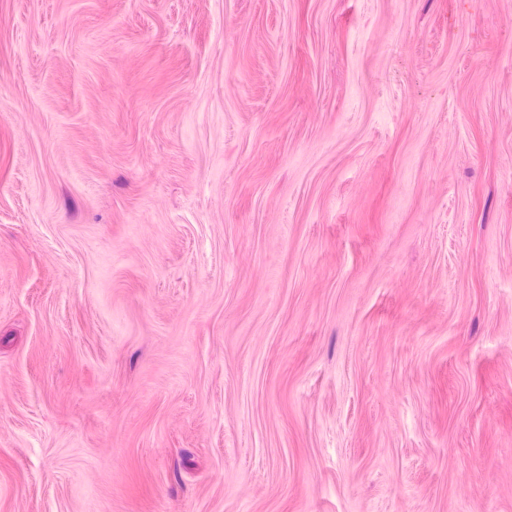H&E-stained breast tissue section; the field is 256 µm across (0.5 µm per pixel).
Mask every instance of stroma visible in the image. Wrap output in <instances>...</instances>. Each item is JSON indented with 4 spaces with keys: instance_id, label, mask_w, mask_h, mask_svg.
I'll return each mask as SVG.
<instances>
[{
    "instance_id": "35a3bbf8",
    "label": "stroma",
    "mask_w": 512,
    "mask_h": 512,
    "mask_svg": "<svg viewBox=\"0 0 512 512\" xmlns=\"http://www.w3.org/2000/svg\"><path fill=\"white\" fill-rule=\"evenodd\" d=\"M0 512H512V0H0Z\"/></svg>"
}]
</instances>
